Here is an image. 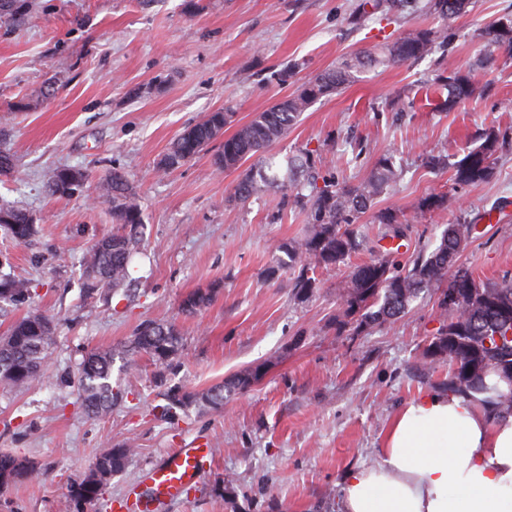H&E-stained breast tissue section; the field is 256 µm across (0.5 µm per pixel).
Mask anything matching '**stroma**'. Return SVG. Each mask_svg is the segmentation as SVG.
<instances>
[{"mask_svg":"<svg viewBox=\"0 0 512 512\" xmlns=\"http://www.w3.org/2000/svg\"><path fill=\"white\" fill-rule=\"evenodd\" d=\"M15 0L0 11V151L16 163L0 172V204L23 208L38 233L27 244L0 229V271L31 283L22 303L0 305V334L17 318L54 317L49 376L16 390L0 385V451L35 461L37 475L0 490V512H111L112 499L173 448L207 439L215 453L188 500L170 512H338L339 482L351 467L374 464L397 413L419 395L448 388V370L420 363L426 340L443 324L439 293L424 290L401 318L364 328L335 317L348 274L368 260L383 232L362 222V250L343 266L320 268L317 290L295 297L296 269L268 278L282 243L305 232L287 210L271 221L280 195L229 203L237 172L218 171L213 149L160 176L155 166L188 124L225 106L232 125L250 121L295 83L274 77L296 65L305 80L345 56L395 39L432 16L347 17L356 0ZM512 12V0H472L452 20L449 60L471 66L484 47L476 26ZM438 58L365 70L340 92L321 98L274 150H320L325 173L355 184L388 149L405 173L378 207L393 206L405 236L395 258L413 259L438 245L446 225L477 224L460 258L477 280L512 279V141L494 159V175L475 186L422 163L423 152L456 161L489 124L512 133V51L475 72L490 93L451 111L439 109ZM410 107L397 111L393 102ZM334 141L332 151L323 141ZM63 165L89 174L81 192L49 196L45 183ZM126 173L145 224L128 295L111 304L82 291L83 260L115 231L97 185L112 170ZM445 208L412 223L428 193ZM216 286L197 315L180 304L197 288ZM176 326L182 352L166 370L149 356L136 373L113 370L125 391L103 418L88 417L76 384L86 352L118 348L141 322ZM259 377L223 407L193 406L176 418L161 412L156 385L198 392L249 370ZM134 453L104 494L77 504L70 486L82 478L105 441Z\"/></svg>","mask_w":512,"mask_h":512,"instance_id":"stroma-1","label":"stroma"}]
</instances>
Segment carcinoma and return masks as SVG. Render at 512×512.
I'll return each mask as SVG.
<instances>
[{
    "mask_svg": "<svg viewBox=\"0 0 512 512\" xmlns=\"http://www.w3.org/2000/svg\"><path fill=\"white\" fill-rule=\"evenodd\" d=\"M470 0H358L348 20L360 25L381 13L413 14L426 12L444 21L439 27L414 26L401 37L384 42L371 52L344 58L335 67L303 81L295 92L276 101L224 138L213 157L220 171L239 169L247 159L257 163L239 176L228 201L244 204L252 197L276 188L283 192L280 208L291 207L305 217L304 235L279 246L286 258L267 271L275 278L288 266L302 264L296 279L295 297L309 298L318 288L314 277L318 268H336L347 262L361 246L357 224L368 212L373 222L392 226L400 223L393 207L372 211L375 201L389 191L402 176L395 155L387 153L375 163L369 175L357 184H348L334 175H324L318 165L319 155L310 150L276 161L269 153L272 146L287 137L303 112L323 97L337 93L353 83L366 68L378 65L404 64L423 59L435 52L448 51L452 33L447 22L467 12ZM472 37L483 43L486 53L477 61L483 68L494 63L496 49L512 46V13L473 30ZM441 90L447 91L439 108L448 111L461 101L480 97L484 89L476 86L472 70L452 63L436 78ZM233 113L226 108L207 112L188 125L156 164V171L167 174L195 158L211 143L223 138L224 127L232 122ZM480 144L460 160L450 163L431 153L423 154V164L431 170L451 168L458 185L476 184L493 176L491 159L504 143L495 125L484 129ZM63 166L54 170L48 181V192L59 198L71 197L80 191L87 173L78 170L81 179L66 180ZM100 197L110 204L112 223L117 230L101 238L83 267V287L88 295H97L109 303L112 297L132 281L130 264L138 247L144 224L139 199L124 174L117 171L100 184ZM446 197L429 194L417 203L413 219L420 221L432 211L444 207ZM0 228L18 244H26L37 229L32 216L17 207L0 205ZM476 225L449 224L440 243L431 251L420 253L405 267L391 253H378L353 268L345 283L343 308L336 316L344 325L356 319L358 326H371L404 315L419 294L434 287L440 291V307L446 320L422 352L424 365L434 368L448 365V386L465 395L488 391L486 378L496 375L505 387L493 389L491 415L497 419L512 414V377L504 373L512 364V323L500 318L504 311L512 315V281L480 282L469 268L459 264L461 254L473 238ZM216 288H197L181 302V311L195 315L208 307ZM31 297L28 283L10 274L0 273V302ZM56 324L50 316L28 313L15 320L0 335V382L17 390L28 389L43 381L48 367ZM181 338L175 326L147 321L140 324L128 344L119 350H92L81 362L77 386L82 405L92 416H100L124 398V390L112 385V363L120 354L127 369L136 366L138 355L150 356L161 367L170 365L180 351ZM258 372L243 373L231 381L203 392H182L169 389L164 394L163 413L170 417L194 404L218 408L224 405V392L243 390L257 379ZM134 449L106 445L99 449L94 466L74 484L72 493L79 501H93L103 495L112 475L125 469ZM37 474L35 462L11 453H0V488L18 483Z\"/></svg>",
    "mask_w": 512,
    "mask_h": 512,
    "instance_id": "1",
    "label": "carcinoma"
}]
</instances>
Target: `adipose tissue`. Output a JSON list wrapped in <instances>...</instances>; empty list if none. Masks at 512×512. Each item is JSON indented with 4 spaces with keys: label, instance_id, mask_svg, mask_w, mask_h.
Wrapping results in <instances>:
<instances>
[{
    "label": "adipose tissue",
    "instance_id": "ef3b65f1",
    "mask_svg": "<svg viewBox=\"0 0 512 512\" xmlns=\"http://www.w3.org/2000/svg\"><path fill=\"white\" fill-rule=\"evenodd\" d=\"M341 512H512V416L454 391L395 417L379 461L345 471Z\"/></svg>",
    "mask_w": 512,
    "mask_h": 512
}]
</instances>
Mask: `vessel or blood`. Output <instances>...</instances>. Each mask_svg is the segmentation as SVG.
<instances>
[{"label":"vessel or blood","instance_id":"obj_1","mask_svg":"<svg viewBox=\"0 0 512 512\" xmlns=\"http://www.w3.org/2000/svg\"><path fill=\"white\" fill-rule=\"evenodd\" d=\"M211 455L212 450L205 442L168 452L142 471L141 493L114 498V512H167L173 502L187 495L189 483L200 477Z\"/></svg>","mask_w":512,"mask_h":512}]
</instances>
